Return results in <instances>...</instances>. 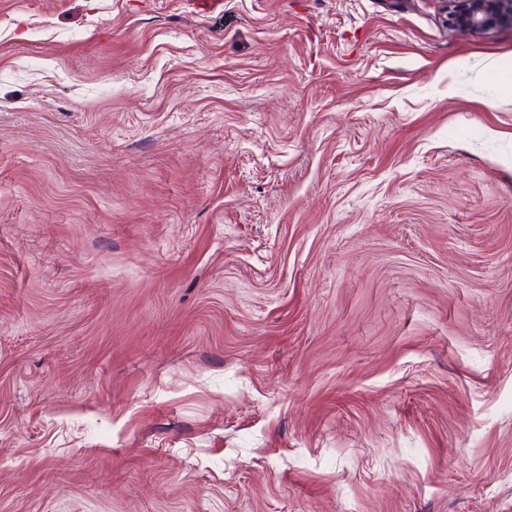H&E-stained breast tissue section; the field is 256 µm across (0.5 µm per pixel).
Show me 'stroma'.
Masks as SVG:
<instances>
[{
	"instance_id": "35a3bbf8",
	"label": "stroma",
	"mask_w": 512,
	"mask_h": 512,
	"mask_svg": "<svg viewBox=\"0 0 512 512\" xmlns=\"http://www.w3.org/2000/svg\"><path fill=\"white\" fill-rule=\"evenodd\" d=\"M440 0H0V512H512V27ZM450 30L490 34L512 27V0H442Z\"/></svg>"
}]
</instances>
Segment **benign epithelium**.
Instances as JSON below:
<instances>
[{
  "instance_id": "obj_1",
  "label": "benign epithelium",
  "mask_w": 512,
  "mask_h": 512,
  "mask_svg": "<svg viewBox=\"0 0 512 512\" xmlns=\"http://www.w3.org/2000/svg\"><path fill=\"white\" fill-rule=\"evenodd\" d=\"M450 30L490 34L512 27V0H442Z\"/></svg>"
}]
</instances>
